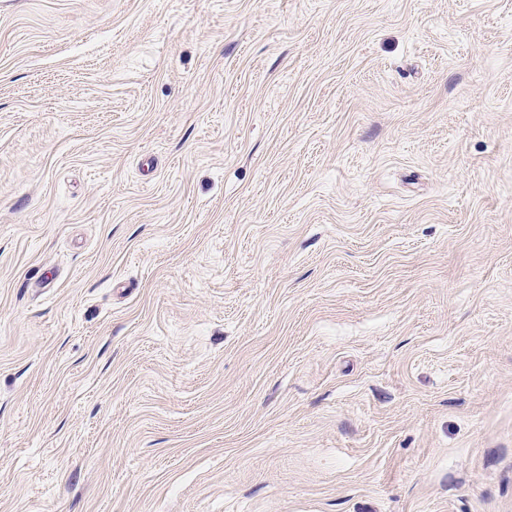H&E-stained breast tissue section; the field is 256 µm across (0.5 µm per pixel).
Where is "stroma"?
I'll list each match as a JSON object with an SVG mask.
<instances>
[{"mask_svg":"<svg viewBox=\"0 0 512 512\" xmlns=\"http://www.w3.org/2000/svg\"><path fill=\"white\" fill-rule=\"evenodd\" d=\"M0 512H512V0H0Z\"/></svg>","mask_w":512,"mask_h":512,"instance_id":"35a3bbf8","label":"stroma"}]
</instances>
